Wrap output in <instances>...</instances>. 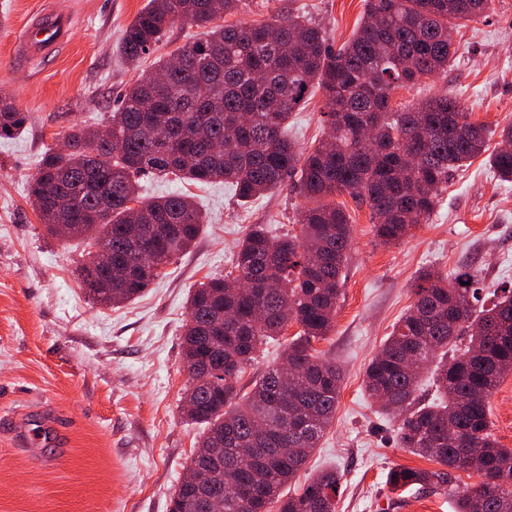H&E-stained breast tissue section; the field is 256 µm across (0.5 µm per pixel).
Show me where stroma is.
I'll list each match as a JSON object with an SVG mask.
<instances>
[{
	"instance_id": "35a3bbf8",
	"label": "stroma",
	"mask_w": 512,
	"mask_h": 512,
	"mask_svg": "<svg viewBox=\"0 0 512 512\" xmlns=\"http://www.w3.org/2000/svg\"><path fill=\"white\" fill-rule=\"evenodd\" d=\"M147 2L0 0V95L27 115L20 137L0 138V512H169L206 430L183 414L187 299L201 282L224 276L251 225L295 234L300 210L311 205L290 181L242 204L221 182L141 178L146 198L194 194L208 222L141 297L107 307L85 296L76 273L83 243L47 235L28 184L44 151L61 147L73 125H100L158 57L200 37L199 28L175 25L153 52L127 63L121 34ZM53 8L73 13L76 27L41 66H29L18 35ZM365 11L366 0H240L223 22L258 24L293 12L337 48ZM457 39L455 64L397 89L393 106L445 94L489 129L511 123L512 0H495L488 17L467 22ZM323 110L318 92L288 120V136L304 152L325 135ZM336 202L350 217L352 244L334 326L314 347L340 368L341 393L331 427L294 485L335 469L336 512H455L458 492L477 487L481 475L456 470L447 490L393 493L391 469L438 464L396 444L398 422L368 397L364 374L413 303L423 270L479 269L481 306L512 290V182L497 179L488 156L476 158L450 177L429 222L392 245L377 242L367 205L347 195ZM488 420L500 444L512 448V374L491 396Z\"/></svg>"
}]
</instances>
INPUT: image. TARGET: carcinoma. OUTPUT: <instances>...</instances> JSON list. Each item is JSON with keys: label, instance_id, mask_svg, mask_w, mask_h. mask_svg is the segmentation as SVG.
<instances>
[{"label": "carcinoma", "instance_id": "cac0c4a2", "mask_svg": "<svg viewBox=\"0 0 512 512\" xmlns=\"http://www.w3.org/2000/svg\"><path fill=\"white\" fill-rule=\"evenodd\" d=\"M239 0H149L124 29L131 64L177 23L204 30L140 78L110 113L112 142L93 127H72L61 148L43 153L28 195L49 236L59 224L103 221L77 273L96 303L136 298L172 259L186 254L205 217L186 193L145 201L139 177L222 181L243 202L297 175L299 194L347 193L368 205L376 236L390 245L428 223L450 175L486 151L492 134L455 98L434 96L402 112L394 91L448 69L454 33L485 16L493 0H367L351 40L334 50L319 27L293 14L248 26L215 20ZM164 80L158 79V74ZM325 99L327 135L309 154L284 135L313 92ZM26 115L0 99V137L23 131ZM493 172L512 181V123L499 129ZM65 194L63 210L57 197ZM296 235L272 238L254 224L238 244L233 269L195 289L183 336L188 419L207 425L189 469L204 487L180 485L170 512H335L340 477L325 470L284 496L330 427L341 392L336 364L313 342L331 331L342 268L351 247L349 216L334 203L300 211ZM479 274L453 279L427 272L415 299L366 369V392L398 418L403 448L445 466L396 468L392 491L445 489L448 469L475 467L484 480L460 492L457 512H512V449L490 431L488 405L512 373V295L474 312ZM288 341L282 375L271 367L245 395L238 384L263 341ZM436 365L443 400L425 404L418 385ZM254 449L252 466L228 475L225 459Z\"/></svg>", "mask_w": 512, "mask_h": 512}]
</instances>
